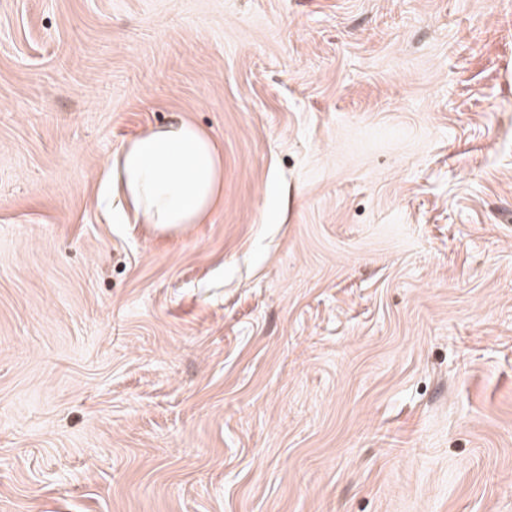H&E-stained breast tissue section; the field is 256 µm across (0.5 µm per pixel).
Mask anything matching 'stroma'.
Listing matches in <instances>:
<instances>
[{
	"mask_svg": "<svg viewBox=\"0 0 512 512\" xmlns=\"http://www.w3.org/2000/svg\"><path fill=\"white\" fill-rule=\"evenodd\" d=\"M0 512H512V0H0ZM224 193V165L211 137L185 122L150 128L127 139L112 160L100 198L132 211L157 232L203 223Z\"/></svg>",
	"mask_w": 512,
	"mask_h": 512,
	"instance_id": "obj_1",
	"label": "stroma"
}]
</instances>
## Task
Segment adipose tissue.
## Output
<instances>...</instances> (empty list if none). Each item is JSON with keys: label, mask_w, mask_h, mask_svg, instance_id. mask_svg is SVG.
<instances>
[{"label": "adipose tissue", "mask_w": 512, "mask_h": 512, "mask_svg": "<svg viewBox=\"0 0 512 512\" xmlns=\"http://www.w3.org/2000/svg\"><path fill=\"white\" fill-rule=\"evenodd\" d=\"M224 193V165L211 137L171 122L127 139L112 160L100 196L155 231L203 223Z\"/></svg>", "instance_id": "adipose-tissue-1"}]
</instances>
